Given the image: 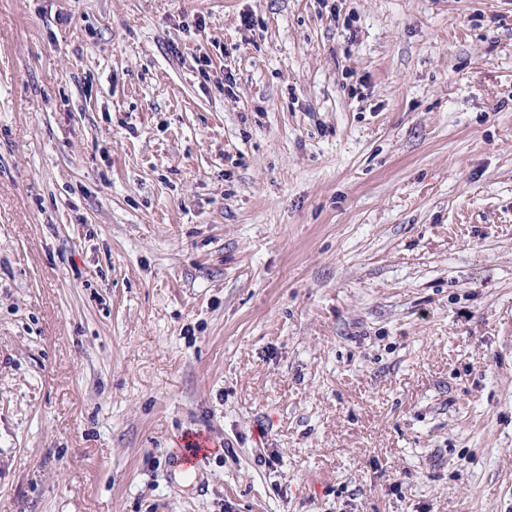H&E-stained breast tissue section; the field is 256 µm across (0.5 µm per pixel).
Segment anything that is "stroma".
Instances as JSON below:
<instances>
[{
	"mask_svg": "<svg viewBox=\"0 0 512 512\" xmlns=\"http://www.w3.org/2000/svg\"><path fill=\"white\" fill-rule=\"evenodd\" d=\"M0 512H512V0H0Z\"/></svg>",
	"mask_w": 512,
	"mask_h": 512,
	"instance_id": "stroma-1",
	"label": "stroma"
}]
</instances>
